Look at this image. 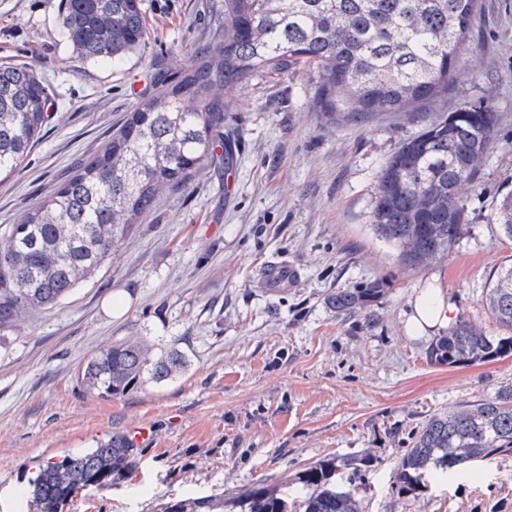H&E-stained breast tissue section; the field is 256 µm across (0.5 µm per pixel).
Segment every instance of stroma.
I'll list each match as a JSON object with an SVG mask.
<instances>
[{
    "instance_id": "1",
    "label": "stroma",
    "mask_w": 512,
    "mask_h": 512,
    "mask_svg": "<svg viewBox=\"0 0 512 512\" xmlns=\"http://www.w3.org/2000/svg\"><path fill=\"white\" fill-rule=\"evenodd\" d=\"M480 3L456 76L418 105V120L329 119L317 103L318 72L300 64L225 89L228 168L205 167L185 189L160 194L113 259L0 339V512H23L43 461L143 427L150 436L135 466L65 512H160L166 502L231 501L255 486L294 497L306 465L363 455L371 466L344 476L360 512H512V454L466 474L434 472L417 493L394 484L412 430L512 386V356L437 365L432 337L407 331L411 301L437 288L456 316L498 332L485 287L512 263V242L494 220L512 187V0ZM59 5L0 0V64L30 68L48 86L52 112L32 153L0 181V232L103 148L142 99L197 66L224 31V0H143L145 44L84 61ZM466 102L498 115L466 197L470 228L447 257L407 269L371 225L380 171L422 119ZM281 259L295 279L273 294L265 273ZM375 279L387 292L367 311L330 308L338 289ZM136 337L182 352L186 370L112 398L81 385L92 354Z\"/></svg>"
}]
</instances>
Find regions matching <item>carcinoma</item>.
<instances>
[{"mask_svg":"<svg viewBox=\"0 0 512 512\" xmlns=\"http://www.w3.org/2000/svg\"><path fill=\"white\" fill-rule=\"evenodd\" d=\"M67 38L87 61L133 52L145 44L141 0H62ZM478 0H224V39L195 68L143 99L112 132L100 153L80 163L38 207L0 236V335L28 314L52 306L93 276L148 212L157 194L188 183L216 163L224 137V88L259 75L307 64L320 75L318 103L329 118L354 120L374 112L409 111L448 89L478 13ZM44 83L26 66L0 64V176L17 171L51 114ZM497 113L464 103L448 117L422 125L380 172L372 220L405 267L427 266L449 254L468 229L466 190L480 178ZM512 241V191L494 212ZM386 289L374 280L329 298L338 314L371 307ZM486 302L502 330L490 336L459 318L437 338L430 359L450 367L512 356V265L494 272ZM176 351L154 358L143 339L112 343L91 356L79 377L102 397L124 395L144 376L179 372ZM512 454V387L477 404L435 416L411 434L395 473L400 493L427 487L434 470L464 471ZM135 448L113 436L79 454L39 468L25 512H64L83 490L112 486L134 466ZM371 458L316 461L295 475L309 491L303 512H360L341 490L344 469ZM231 512H293L295 501L260 486L231 503ZM224 512L221 500L190 507L167 503L161 512Z\"/></svg>","mask_w":512,"mask_h":512,"instance_id":"obj_1","label":"carcinoma"}]
</instances>
